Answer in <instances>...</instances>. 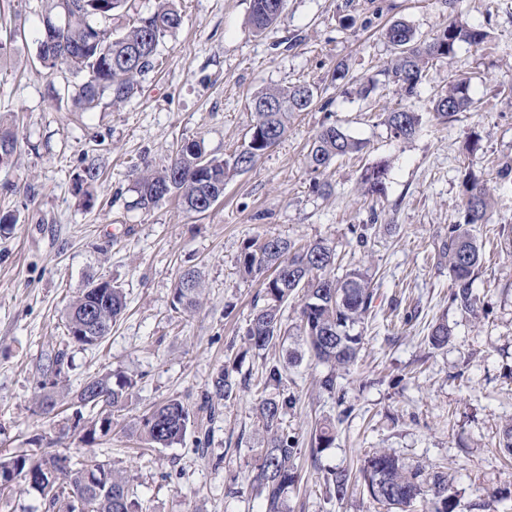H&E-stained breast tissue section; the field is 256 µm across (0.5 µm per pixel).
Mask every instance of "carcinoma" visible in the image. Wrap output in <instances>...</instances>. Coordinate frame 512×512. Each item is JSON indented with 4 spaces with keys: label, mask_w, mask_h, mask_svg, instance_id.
<instances>
[{
    "label": "carcinoma",
    "mask_w": 512,
    "mask_h": 512,
    "mask_svg": "<svg viewBox=\"0 0 512 512\" xmlns=\"http://www.w3.org/2000/svg\"><path fill=\"white\" fill-rule=\"evenodd\" d=\"M41 20H61L62 29L46 35L38 30L40 65L53 74H69L74 78L68 95L76 112H91L103 99L110 104L130 102L139 93L141 79L153 68L159 45L182 26L183 16L175 0H158L154 10L129 22L126 20L127 0H46ZM285 0H251L249 21L258 33H263L279 20ZM385 39L394 50L387 75L397 87L407 105L385 115L384 124L397 139H410L420 127V116L413 101L427 77L428 65L437 59H450L463 44L481 45L487 32L453 17L434 37L419 38L414 27L405 20L392 22L385 29ZM318 91L306 83L292 86H268L251 99L255 121L249 133L260 131L266 144L253 146L245 140L241 148L226 158H208L197 140L181 142L167 164L159 168L145 165L133 179L134 206L149 211L163 199L176 196L183 207L204 215L224 197V187L237 174L251 170L287 133L288 121L296 112H306L315 103ZM474 105L471 79L456 78L448 90L433 100L437 120L449 123L461 112ZM480 138L472 137L466 150L471 157L462 171L463 222L448 225L438 260L448 263L449 299L459 310L476 316L479 297L473 284L482 261V248L474 234L478 224H487L492 215V197L484 180L474 170V160ZM367 148L335 122H325L312 137L308 150L311 173L322 175L338 159L358 154ZM17 150V137L9 120L0 117V168L10 165ZM387 164L379 161L368 166L363 183L372 195L385 189ZM99 180L98 167L89 164L78 176L77 185L83 194V204L95 199ZM239 272L258 280L262 305L247 325L243 340L248 348L268 351L284 347L290 329L283 324V308L290 297L302 294L299 324L296 330L303 337L308 353L316 361L329 366L319 379V387L330 393L337 390V372L353 366L363 347V323L372 308L374 289L371 275L354 267L338 277L332 274L336 265V249L320 238L298 245L288 238L266 235L247 241L239 256ZM203 288L201 271L189 267L181 273L174 288L173 305L192 312L200 304ZM95 310L98 327L92 339L71 335V324ZM125 309L122 288L113 283L109 292L100 295L95 288H85L69 305L66 327L69 342L94 346L111 334L112 325ZM451 330L445 321L436 323L428 336L434 348L448 344ZM65 353L57 352L40 367L41 387L58 385ZM298 361L291 352L287 360L275 357L262 367L263 389L274 392L260 396L256 417L264 434V448L254 466L252 489L261 498L265 512H285V496L297 479L298 441L283 427L288 410L296 404L295 394L288 391V365ZM237 370L222 368L212 381L198 411L212 420L220 401H228L248 387L247 379H239ZM89 395L78 390L72 401L75 406L74 427L80 428V441L87 446L96 444L101 435L104 417L124 408L134 382L121 373H106L84 382ZM195 423V413L177 399L167 400L145 414L135 425V433L153 447L165 448L183 440ZM335 426L328 422L311 438V456H317L334 441ZM15 464L20 472H54L56 486L38 491L45 510L52 512L57 505L71 498V493L89 489L86 468L92 463L107 470L112 482V494L92 496L90 512H141V504L131 489L125 472L111 463L87 455L76 461L47 451L39 458L17 454L0 458V466ZM363 480L370 497L386 507L388 512H410L417 499L429 504V512H457L459 500L447 475L429 473L421 467L407 466L397 455L376 451L368 456L358 472L336 469L325 479L327 493L343 500L358 480Z\"/></svg>",
    "instance_id": "obj_1"
}]
</instances>
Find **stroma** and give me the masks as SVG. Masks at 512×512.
<instances>
[{
	"instance_id": "35a3bbf8",
	"label": "stroma",
	"mask_w": 512,
	"mask_h": 512,
	"mask_svg": "<svg viewBox=\"0 0 512 512\" xmlns=\"http://www.w3.org/2000/svg\"><path fill=\"white\" fill-rule=\"evenodd\" d=\"M250 3L180 0L183 24L160 44V66L143 77L137 97L76 112L65 76L37 60L42 0H0V34L18 33L0 60V116L15 120L18 137L13 165L0 168V214L20 216L0 231V457L96 453L128 472L143 512H263L250 489L263 447L255 387L168 448L140 450L127 429L167 399L197 409L225 363L260 377L262 356L244 352L241 341L259 284L240 276V251L266 233L325 238L344 264L371 267L376 295L360 360L338 378L345 400L319 388L327 368L304 355L299 336L287 343L303 354L288 370L297 403L285 424L299 437L300 456L287 512H382L366 491L336 500L324 483L329 471L359 470L380 449L411 467L447 470L458 512H478L486 492L512 488V465L498 446L512 423V243L501 233L512 228V184L496 186L491 221L476 227L484 250L473 285L479 317L451 304L448 269L433 256L461 216L469 135L480 137L486 180L498 160L512 156V0H287L263 36L248 23ZM454 11L489 37L433 62L415 101L419 132L394 139L384 113L401 101L384 74L393 50L382 31L403 19L428 39ZM340 62L352 82L332 81ZM452 75L472 77L479 108L442 124L430 98ZM370 77L377 88L365 99L357 82ZM296 82L317 87L320 104L292 118L284 138L234 176L206 215L171 199L149 211L133 208L134 167L166 164L186 140L226 157L247 137L253 94ZM328 119L366 141L368 151L333 164L323 195L313 188L306 154ZM381 160L388 164L384 193L363 195L364 167ZM91 162L101 179L87 207L76 181ZM188 267L203 273V301L183 315L172 298ZM99 278L122 286L126 308L101 345L68 347L69 386L107 372L137 386L118 427L90 448L61 418L42 413L39 367L59 347L70 301ZM443 320L452 338L431 348L429 331ZM324 420L335 422V441L314 459L310 432Z\"/></svg>"
}]
</instances>
